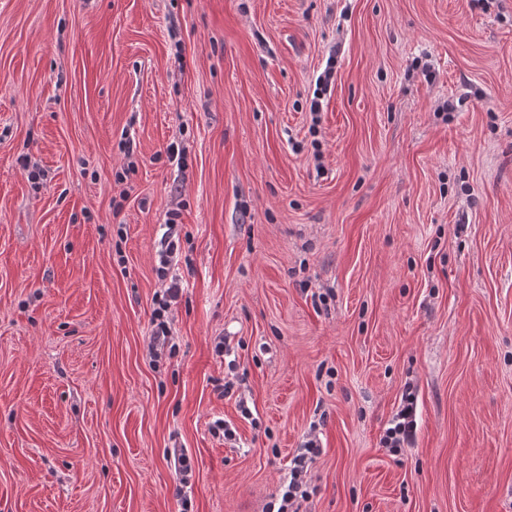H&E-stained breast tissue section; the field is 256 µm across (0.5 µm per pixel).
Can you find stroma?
Instances as JSON below:
<instances>
[{"label":"stroma","mask_w":512,"mask_h":512,"mask_svg":"<svg viewBox=\"0 0 512 512\" xmlns=\"http://www.w3.org/2000/svg\"><path fill=\"white\" fill-rule=\"evenodd\" d=\"M312 432L300 512H512V0H0V512H266ZM180 287L176 277L172 276L171 284L162 290V294H156L151 312L150 324L152 326V342L150 354L156 359L165 357V348L171 336V311L172 305L179 296ZM416 430V399L412 392L402 397L401 409L385 430L381 443L390 451L400 452L411 444Z\"/></svg>","instance_id":"1"}]
</instances>
